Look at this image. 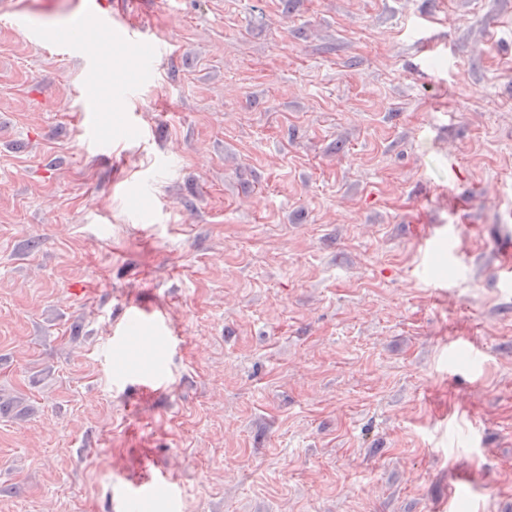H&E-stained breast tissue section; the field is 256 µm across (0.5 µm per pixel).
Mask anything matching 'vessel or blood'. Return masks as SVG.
<instances>
[{
	"label": "vessel or blood",
	"instance_id": "b4317fda",
	"mask_svg": "<svg viewBox=\"0 0 512 512\" xmlns=\"http://www.w3.org/2000/svg\"><path fill=\"white\" fill-rule=\"evenodd\" d=\"M0 10L10 13L15 27L31 39L52 48L79 53L92 59L95 68H102L106 60L98 51V45L111 41L113 48L134 49L136 68L128 80L123 81L124 90L134 89L140 78L152 68L162 44L156 38L135 34L134 30L117 29L112 24V15L106 10L102 0H85L77 31L48 30L33 25L27 16L12 7V0H0Z\"/></svg>",
	"mask_w": 512,
	"mask_h": 512
}]
</instances>
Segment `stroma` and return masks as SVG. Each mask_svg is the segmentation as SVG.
Wrapping results in <instances>:
<instances>
[{
  "label": "stroma",
  "mask_w": 512,
  "mask_h": 512,
  "mask_svg": "<svg viewBox=\"0 0 512 512\" xmlns=\"http://www.w3.org/2000/svg\"><path fill=\"white\" fill-rule=\"evenodd\" d=\"M105 3L0 15V512H512V0ZM14 2L2 0L1 12H9L14 26L23 31L31 39L52 48L61 49L68 53H79L92 59L95 72L106 65V60L98 51L101 42L112 40L116 49L132 48L136 54V68L128 80L122 82V89H134L141 77H145L152 68L162 43L151 36L135 34L130 28L116 29L112 24V14L106 10L100 0H86L82 11L78 31L48 30L33 25L27 16L12 8Z\"/></svg>",
  "instance_id": "stroma-1"
}]
</instances>
